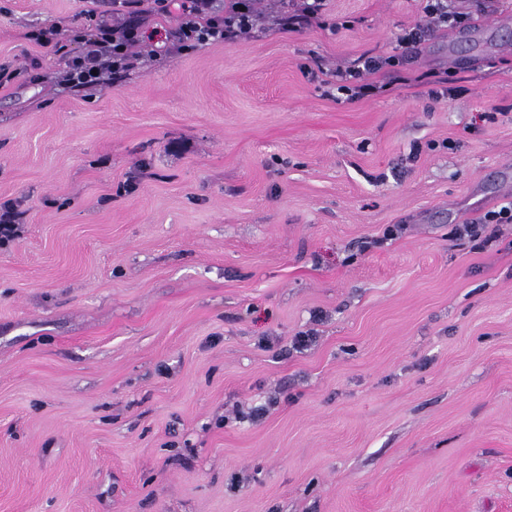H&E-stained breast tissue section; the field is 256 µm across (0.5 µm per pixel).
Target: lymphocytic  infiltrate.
<instances>
[{
    "mask_svg": "<svg viewBox=\"0 0 512 512\" xmlns=\"http://www.w3.org/2000/svg\"><path fill=\"white\" fill-rule=\"evenodd\" d=\"M118 8L111 18H98L86 11L84 26L73 30L71 42L77 51H69L56 27H40L26 37L39 47L64 55L65 67L59 82L74 91L92 90L111 80L125 77L135 69L142 57L158 58L174 52L187 53L214 42L227 44L255 36L265 27V18L256 11L251 0H116ZM329 0H276L275 23L282 32H296L311 24H324ZM425 21L408 30L399 47L418 44L429 34L431 25L461 27L469 16L457 11L450 0H422ZM170 16L175 20L163 45L147 39V29L154 16ZM70 42V43H71ZM398 55L387 58L360 56L357 64L337 70L334 79L338 92L349 99L378 93L379 85L364 82L367 74L385 67H396Z\"/></svg>",
    "mask_w": 512,
    "mask_h": 512,
    "instance_id": "1",
    "label": "lymphocytic infiltrate"
}]
</instances>
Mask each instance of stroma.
I'll use <instances>...</instances> for the list:
<instances>
[{"label": "stroma", "instance_id": "35a3bbf8", "mask_svg": "<svg viewBox=\"0 0 512 512\" xmlns=\"http://www.w3.org/2000/svg\"><path fill=\"white\" fill-rule=\"evenodd\" d=\"M90 8L0 0V512H512V0L355 100L419 0L73 92ZM402 55H391L387 58H375L368 55H362L357 60L354 67L346 70L338 69L333 74L336 81V90L348 96V99H358L384 90V86L373 83H361L359 81L365 74L378 72L382 68H395L400 64ZM361 65V66H360ZM356 83V84H354ZM24 212L10 203L0 204V243L8 244L19 237ZM512 223V203L509 206H503L499 210L488 211L484 216L483 224H462L459 233L477 240L485 231L487 224H511Z\"/></svg>", "mask_w": 512, "mask_h": 512}]
</instances>
